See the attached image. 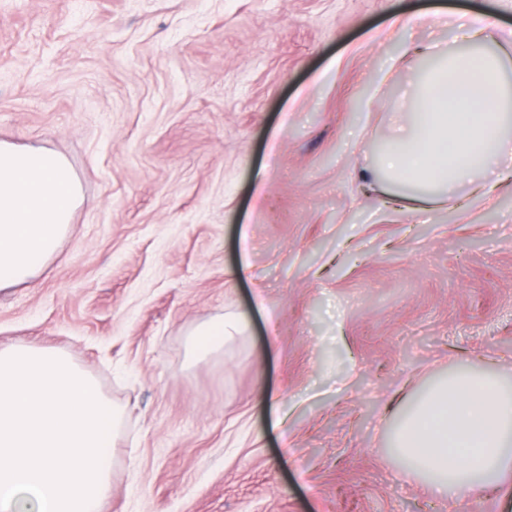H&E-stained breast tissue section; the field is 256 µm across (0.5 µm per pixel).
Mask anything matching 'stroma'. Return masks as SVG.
Listing matches in <instances>:
<instances>
[{"instance_id":"obj_1","label":"stroma","mask_w":512,"mask_h":512,"mask_svg":"<svg viewBox=\"0 0 512 512\" xmlns=\"http://www.w3.org/2000/svg\"><path fill=\"white\" fill-rule=\"evenodd\" d=\"M428 3L0 0V141L83 194L0 290V347L61 352L122 409L104 512H512L388 452L435 379L512 374V181L415 211L357 179L411 109L405 44L450 37L410 24ZM238 320H224V318L209 322L198 327L191 334V348L197 355H205L224 347V338L230 336V330H237Z\"/></svg>"}]
</instances>
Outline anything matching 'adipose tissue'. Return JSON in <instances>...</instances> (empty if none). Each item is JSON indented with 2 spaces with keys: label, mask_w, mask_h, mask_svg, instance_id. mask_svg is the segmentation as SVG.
<instances>
[{
  "label": "adipose tissue",
  "mask_w": 512,
  "mask_h": 512,
  "mask_svg": "<svg viewBox=\"0 0 512 512\" xmlns=\"http://www.w3.org/2000/svg\"><path fill=\"white\" fill-rule=\"evenodd\" d=\"M427 68L406 88L413 109L360 173L362 184L423 210L461 190H492L512 156V37L495 15H457L447 47L424 46ZM81 200L67 159L0 141V288L35 278ZM401 472L448 500L512 492V379L459 368L420 393L391 430Z\"/></svg>",
  "instance_id": "obj_1"
}]
</instances>
